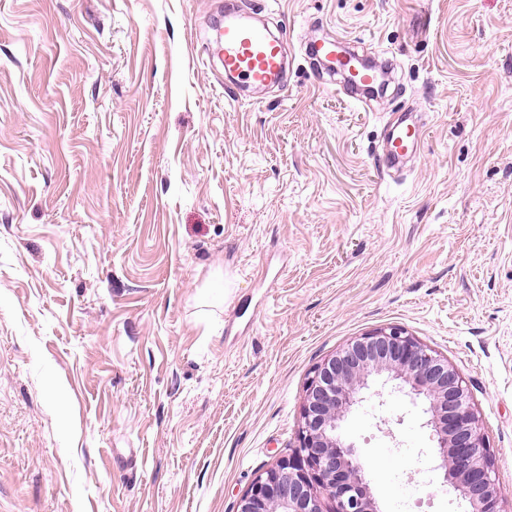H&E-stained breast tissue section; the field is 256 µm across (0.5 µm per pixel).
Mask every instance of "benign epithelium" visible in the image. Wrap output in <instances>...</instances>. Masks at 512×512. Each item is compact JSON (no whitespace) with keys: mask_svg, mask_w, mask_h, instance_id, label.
Returning <instances> with one entry per match:
<instances>
[{"mask_svg":"<svg viewBox=\"0 0 512 512\" xmlns=\"http://www.w3.org/2000/svg\"><path fill=\"white\" fill-rule=\"evenodd\" d=\"M410 387L423 399L436 442L438 468L464 503L462 512H501L495 460L470 405L467 385L448 360L400 326L374 329L313 369L299 430L304 455L281 458L260 474L237 512H378L350 446L336 435L372 377Z\"/></svg>","mask_w":512,"mask_h":512,"instance_id":"benign-epithelium-1","label":"benign epithelium"}]
</instances>
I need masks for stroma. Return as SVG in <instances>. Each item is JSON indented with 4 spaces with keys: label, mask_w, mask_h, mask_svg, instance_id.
Segmentation results:
<instances>
[{
    "label": "stroma",
    "mask_w": 512,
    "mask_h": 512,
    "mask_svg": "<svg viewBox=\"0 0 512 512\" xmlns=\"http://www.w3.org/2000/svg\"><path fill=\"white\" fill-rule=\"evenodd\" d=\"M231 5L288 49L237 101L202 57ZM343 35L383 100L306 55ZM391 325L512 512V0H0V512H236L313 367ZM425 420L375 378L340 423L380 512H460ZM421 130L409 123L407 115L400 116L389 129L384 158L388 169L397 168L420 148Z\"/></svg>",
    "instance_id": "35a3bbf8"
}]
</instances>
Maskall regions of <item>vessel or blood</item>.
Returning <instances> with one entry per match:
<instances>
[{
    "instance_id": "obj_1",
    "label": "vessel or blood",
    "mask_w": 512,
    "mask_h": 512,
    "mask_svg": "<svg viewBox=\"0 0 512 512\" xmlns=\"http://www.w3.org/2000/svg\"><path fill=\"white\" fill-rule=\"evenodd\" d=\"M212 51L222 61L228 76L243 79L255 86H266L279 80L284 65L283 42L271 38L268 32L250 17L227 8L224 23L216 27L211 40ZM313 55L329 61L332 67L350 71L363 85H374L377 76L372 68L363 66L359 54H344L335 42L314 44ZM421 130L400 116L390 127L384 158L387 168H396L415 155L420 148Z\"/></svg>"
}]
</instances>
